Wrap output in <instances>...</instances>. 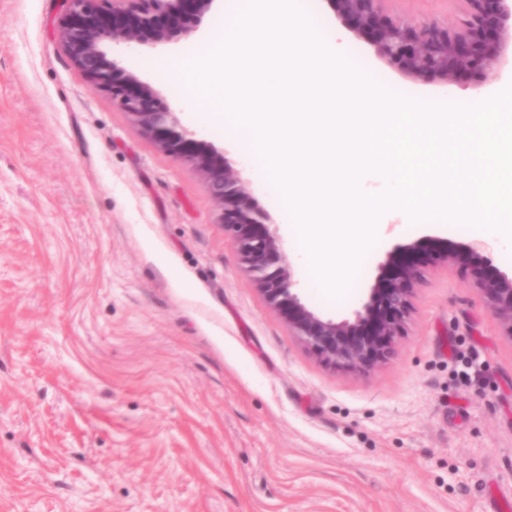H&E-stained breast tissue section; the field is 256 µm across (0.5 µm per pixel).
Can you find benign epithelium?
I'll use <instances>...</instances> for the list:
<instances>
[{
    "mask_svg": "<svg viewBox=\"0 0 512 512\" xmlns=\"http://www.w3.org/2000/svg\"><path fill=\"white\" fill-rule=\"evenodd\" d=\"M220 0H61L57 36L74 65L112 96V103L155 145L191 165L203 177L233 231L238 254L258 292L315 356L347 370L386 362L405 329L422 267L401 260L402 250L386 252L372 282L351 314L325 317L302 299L300 281L271 217L254 204L241 178L240 163L214 145L203 147L182 112L120 66L108 51L115 46L163 45L186 40ZM335 19L366 43L373 57L411 83L446 87L465 75L478 86L499 81L512 64V0H462L455 27L432 19L409 21L389 11L387 0H326ZM467 265L476 274L480 296L512 337V276L489 268L480 245L469 247Z\"/></svg>",
    "mask_w": 512,
    "mask_h": 512,
    "instance_id": "benign-epithelium-1",
    "label": "benign epithelium"
}]
</instances>
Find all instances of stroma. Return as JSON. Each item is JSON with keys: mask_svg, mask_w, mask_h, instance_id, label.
<instances>
[{"mask_svg": "<svg viewBox=\"0 0 512 512\" xmlns=\"http://www.w3.org/2000/svg\"><path fill=\"white\" fill-rule=\"evenodd\" d=\"M418 20L458 0H393ZM58 0H0V512H512V338L464 262L480 227L379 237L348 315L394 245L419 237L425 280L392 357L330 367L259 294L200 174L158 149L55 39ZM392 92L474 105L490 94L407 82L346 38ZM184 43L114 48L201 140L240 157L146 65Z\"/></svg>", "mask_w": 512, "mask_h": 512, "instance_id": "1", "label": "stroma"}]
</instances>
